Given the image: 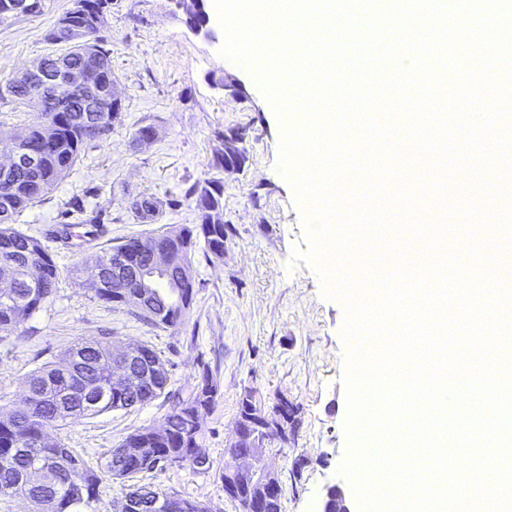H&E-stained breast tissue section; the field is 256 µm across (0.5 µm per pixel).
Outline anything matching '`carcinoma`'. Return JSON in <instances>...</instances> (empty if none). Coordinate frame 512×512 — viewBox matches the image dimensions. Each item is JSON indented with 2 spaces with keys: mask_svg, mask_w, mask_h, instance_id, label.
<instances>
[{
  "mask_svg": "<svg viewBox=\"0 0 512 512\" xmlns=\"http://www.w3.org/2000/svg\"><path fill=\"white\" fill-rule=\"evenodd\" d=\"M90 18L73 17L71 25L53 24L46 38L66 45L64 52L45 57L50 66L60 62L97 63L100 69L96 109L83 114L74 111L83 92L67 91L58 100L52 93L35 84H14L0 99L26 101L36 112L35 121L26 126L14 140L0 146L39 153L34 171H9L0 180V272H5L14 284L0 289V335H11L20 324L31 318L55 292L59 270L47 247L40 239L12 227V217L28 205L43 199L66 177L85 147L100 141L112 129L118 113L112 111V60L102 46L98 32L107 23L105 9L108 0H88ZM210 191L214 199L207 208L216 212L202 216V221L215 219L203 232V252L207 256H224V238L230 225L224 223V182L207 180L194 187L193 201L200 202ZM80 215L75 224L63 225L64 239L82 240L96 237L100 231L98 217L87 214L79 200L72 202ZM131 209L141 220L155 217L153 200L142 197ZM160 247L171 250L170 267L166 275L154 281L147 297L148 313L137 314L135 302L144 289L135 287L134 277L125 278L123 288L112 287L114 255L127 245L122 242L102 250L90 260L76 266L74 273L92 289L99 300L122 308L133 317L156 328L175 329L184 325L195 294L193 254L198 240L189 226L167 230L155 235ZM142 355L137 368L146 372L154 363H162L159 353L149 345H141ZM27 410L23 413L0 412V497L18 501L26 512H102L100 472L113 479L131 481L137 475L167 466H188L206 471L212 463L193 454L202 447L203 430L200 419L211 412L218 395V383L206 371L186 396L172 400L165 417L169 436L158 437L154 429L141 428L128 435L122 443L93 468L73 448L59 441L53 447L44 444L46 430L69 419L98 416L128 408L127 401L143 396L147 390L143 381H132L122 392L112 390V341L76 342L59 355L25 376ZM25 431L31 444L16 445V434ZM44 472L45 483L28 485L24 481L30 468ZM77 472L87 482L89 491L84 498L70 496L69 473ZM126 496L136 500L137 512H210L208 506L195 499L146 486L132 485Z\"/></svg>",
  "mask_w": 512,
  "mask_h": 512,
  "instance_id": "carcinoma-1",
  "label": "carcinoma"
}]
</instances>
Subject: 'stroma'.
I'll list each match as a JSON object with an SVG mask.
<instances>
[{"mask_svg": "<svg viewBox=\"0 0 512 512\" xmlns=\"http://www.w3.org/2000/svg\"><path fill=\"white\" fill-rule=\"evenodd\" d=\"M71 5L46 0L40 13L0 22V85L63 52L46 34ZM210 18L212 41L189 31L176 0H110L100 36L123 110L109 134L86 147L45 200L13 221L25 234L42 236L70 223L67 203L78 197L101 214L105 233L78 247L52 244L60 270L55 293L18 331L0 339V407L21 408L26 374L72 342L108 333L119 347L147 344L165 363L170 390L188 393L207 369L219 393L202 420L210 470L168 467L145 474L143 484L200 500L210 512H240L221 479L239 403L249 392L267 409L283 395L298 407L299 423L288 442H264L265 460L280 477L284 512H321L329 488L352 490L338 474L349 445L348 346L341 335L346 308L325 296L311 266L294 258L309 243L304 213L278 169L283 122L253 75L221 56L224 31L218 13ZM214 76L233 80L234 89L216 88ZM146 124L155 128V138L135 141V130ZM230 131L243 134L248 161L224 176V221L231 226L224 257H197L199 286L185 326L158 329L98 300L73 275L74 265L103 246L196 223L187 191L215 177L212 161L223 148L222 134ZM142 196L158 204L153 222H141L131 210ZM169 410L160 397L67 420L48 436L97 463L135 430L160 427Z\"/></svg>", "mask_w": 512, "mask_h": 512, "instance_id": "obj_1", "label": "stroma"}]
</instances>
